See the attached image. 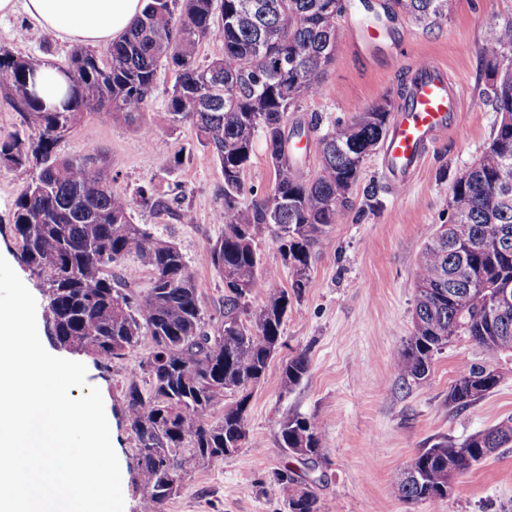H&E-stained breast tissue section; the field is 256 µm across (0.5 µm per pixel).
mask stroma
<instances>
[{
  "mask_svg": "<svg viewBox=\"0 0 512 512\" xmlns=\"http://www.w3.org/2000/svg\"><path fill=\"white\" fill-rule=\"evenodd\" d=\"M510 20L512 0H454L447 22L434 27L398 12L391 28L399 52L364 59L350 43L354 14L339 18L325 79L299 111L288 115L289 122L303 125L296 146L304 177L318 171L322 132L374 104L398 103V89L417 61L447 68L449 79L463 88V110L431 146L406 190L391 187L379 154L367 158L349 205L312 256L309 283L283 324V345L252 392L248 439L230 455L194 470L163 512H288V499L300 488L316 493L320 512H512V447L458 478L445 498L410 504L394 490L401 466L440 437L461 441L512 418V358L499 360L497 388L458 412L444 402L448 387L463 365L488 360L483 347L455 337L417 384L403 381L392 361L412 330L415 270L424 244L448 223L451 187L485 151L499 120L487 97L484 38L489 23ZM0 49L65 66L73 46L23 16L10 15L0 17ZM175 78L170 69H159L143 126L87 112L56 151L92 159L127 193L154 185L179 196V205L168 210L135 204L132 221L174 244L195 265L206 328L214 333L224 319V278L201 255L224 234L216 220L224 203L223 177L196 127L169 120ZM314 116L320 121L315 131L307 127ZM22 186L0 164V256L38 299L39 281L21 263L12 228ZM150 350V341H142L108 371L92 359L84 361L87 383L99 388L112 424L124 512H137L141 490L123 395L130 381L148 385L142 362ZM300 353L308 359V371L298 385L286 386L282 366ZM288 415L320 426L325 448L316 464H303L279 448L274 422ZM285 470L291 482L278 481Z\"/></svg>",
  "mask_w": 512,
  "mask_h": 512,
  "instance_id": "1",
  "label": "stroma"
}]
</instances>
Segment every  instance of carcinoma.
I'll list each match as a JSON object with an SVG mask.
<instances>
[{
  "label": "carcinoma",
  "instance_id": "carcinoma-1",
  "mask_svg": "<svg viewBox=\"0 0 512 512\" xmlns=\"http://www.w3.org/2000/svg\"><path fill=\"white\" fill-rule=\"evenodd\" d=\"M415 20H448L452 0H392ZM347 0H145L141 17L118 40L99 49L77 48L58 67L66 87L59 106L46 107L34 71L43 61L0 51V76L10 82L18 111L40 128L35 141L0 138V160L24 175L15 201L13 231L21 260L44 284V316L53 344L85 354L105 370L148 337L144 361L149 387L132 380L124 413L138 445L140 512H162L185 478L224 449L247 439L248 402L276 349L290 304L288 290L266 289L248 312V298L275 278L261 267L256 241L275 228L292 271L291 291L306 287L312 254L326 240L347 205L366 158L384 140L390 113L376 105L320 140V165L300 172L288 113L323 81L336 49L338 18ZM224 43L221 57L198 62L206 39ZM512 51V22L485 31V51ZM176 72L168 101L174 122L190 121L224 177V205L217 222L224 236L202 259L224 277V323L218 335L205 329L193 265L174 245L132 222L134 200L158 209L174 200L142 186L132 197L112 185L93 161L60 156L59 139L83 112H99L142 124L158 68ZM489 84L495 112L512 114V67ZM265 143L274 170L272 190L246 187L244 172L256 138ZM488 150L505 158L499 168L482 156L453 184L452 219L428 239L415 271L411 335L394 353L405 381L427 377L436 353L454 336L483 347L489 361L465 365L448 387L445 403L458 412L491 393L500 382L496 362L512 355V314L490 318V301L512 284V124L495 125ZM249 204H243L246 195ZM468 228L457 236L456 227ZM149 269L140 290L112 273L130 259ZM249 318L241 319V315ZM308 370L305 354L288 358L284 382L297 384ZM223 414L213 420L216 408ZM280 448H305L303 460L320 458L319 427L299 416L276 421ZM512 447V418L457 442L436 440L401 467L395 485L407 503L448 496V485L499 448ZM289 512H319L308 490L288 502Z\"/></svg>",
  "mask_w": 512,
  "mask_h": 512
}]
</instances>
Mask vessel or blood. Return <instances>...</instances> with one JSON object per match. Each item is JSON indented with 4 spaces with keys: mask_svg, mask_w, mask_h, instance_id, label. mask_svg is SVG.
Here are the masks:
<instances>
[{
    "mask_svg": "<svg viewBox=\"0 0 512 512\" xmlns=\"http://www.w3.org/2000/svg\"><path fill=\"white\" fill-rule=\"evenodd\" d=\"M461 109L462 92L449 83L444 68L420 61L414 70L412 93L399 106L382 144L381 168L393 187L410 184L437 134L451 127Z\"/></svg>",
    "mask_w": 512,
    "mask_h": 512,
    "instance_id": "1",
    "label": "vessel or blood"
}]
</instances>
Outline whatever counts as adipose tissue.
Segmentation results:
<instances>
[{
  "label": "adipose tissue",
  "instance_id": "adipose-tissue-1",
  "mask_svg": "<svg viewBox=\"0 0 512 512\" xmlns=\"http://www.w3.org/2000/svg\"><path fill=\"white\" fill-rule=\"evenodd\" d=\"M143 5V0H0V17L20 12L61 40L99 46L118 40Z\"/></svg>",
  "mask_w": 512,
  "mask_h": 512
}]
</instances>
